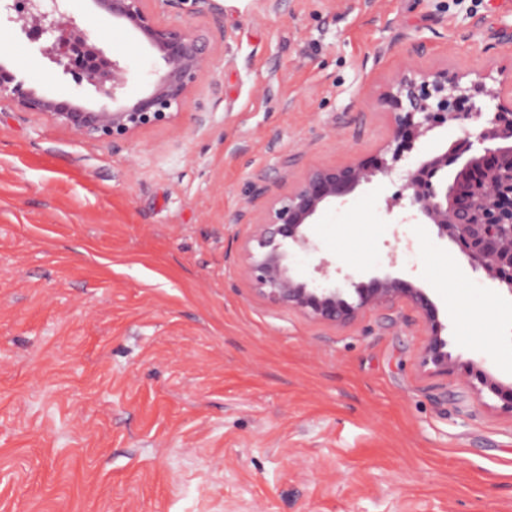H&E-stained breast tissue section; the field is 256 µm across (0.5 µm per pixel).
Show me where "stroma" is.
Masks as SVG:
<instances>
[{"instance_id": "1", "label": "stroma", "mask_w": 512, "mask_h": 512, "mask_svg": "<svg viewBox=\"0 0 512 512\" xmlns=\"http://www.w3.org/2000/svg\"><path fill=\"white\" fill-rule=\"evenodd\" d=\"M63 8L151 88L160 62L91 0ZM213 55L176 121L112 144L0 101V512H512V297L378 176L313 219L317 257L433 295L334 326L261 301L238 252L307 171L375 166L404 65L488 73L512 101V0H192ZM17 26L27 86L94 108ZM396 260H389V252Z\"/></svg>"}]
</instances>
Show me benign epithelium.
Here are the masks:
<instances>
[{"instance_id": "7a95c632", "label": "benign epithelium", "mask_w": 512, "mask_h": 512, "mask_svg": "<svg viewBox=\"0 0 512 512\" xmlns=\"http://www.w3.org/2000/svg\"><path fill=\"white\" fill-rule=\"evenodd\" d=\"M112 20L137 34L163 62L150 91L131 103L120 98L129 80L127 68L107 55L103 41L83 29L60 8L58 0H0V11L33 41L44 40L43 55L64 74L87 83L107 103L88 108L42 94L17 79L0 59V99L8 98L28 112L42 114L74 134L99 141L121 142L140 130L167 123L180 113L200 75L210 63L207 31L160 19L182 0H92ZM496 102L492 112L483 102ZM392 123L383 159L374 167L360 162L309 171L291 189L270 202L263 221L241 253L242 275L255 293L274 307H287L315 319L344 325L362 311L407 299L430 325L431 334L421 363L448 373L447 340L441 336L437 307L429 294L398 278L384 276L353 288H325L293 276L291 259L312 255L314 216L327 203L352 194L378 175L400 169L413 142L438 128L478 125L438 154L420 159L403 175V190L412 218L437 229L441 239L454 242L475 271L481 270L498 289L512 296V104L499 102L486 76L467 79L446 69L423 72L405 66L382 95ZM467 386L476 393L488 389L512 407V387L487 375Z\"/></svg>"}]
</instances>
